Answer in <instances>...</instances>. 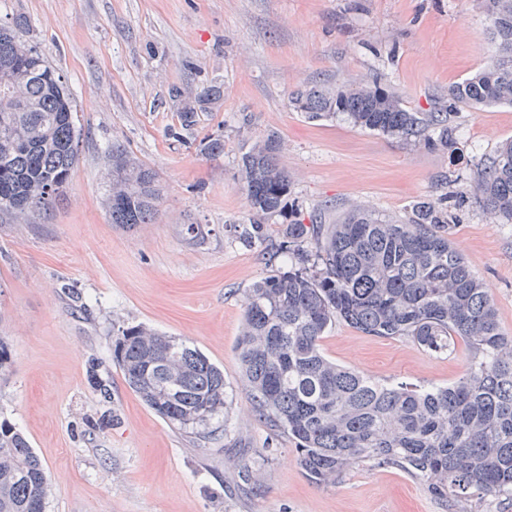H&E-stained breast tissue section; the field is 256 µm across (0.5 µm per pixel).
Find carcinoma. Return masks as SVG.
Wrapping results in <instances>:
<instances>
[{
    "label": "carcinoma",
    "instance_id": "cac0c4a2",
    "mask_svg": "<svg viewBox=\"0 0 512 512\" xmlns=\"http://www.w3.org/2000/svg\"><path fill=\"white\" fill-rule=\"evenodd\" d=\"M496 50L471 77L448 89V106L408 108L379 83L302 86L289 104L308 118L341 113L356 127L457 150L451 112L458 105H512V0H484ZM0 25V119L16 136L0 141V212L26 217L47 209L72 176L79 132L63 76L17 34ZM221 96L201 90L180 114ZM273 134L240 159L249 201L245 230L263 240L264 224L282 212L288 172ZM470 194L494 218L512 222V139L475 165ZM161 188L156 172L112 144L111 223H152ZM450 195L415 202L401 222L352 207L338 224L288 221L280 245L288 270L248 289L237 350L260 416L292 439L298 465L319 485H333L355 464L392 467L421 482L459 512L512 498V336L503 333L490 288L451 240ZM314 242L307 250L303 243ZM338 321L381 338H409L431 352L464 341L465 373L452 385L418 389L380 383L339 366L319 341ZM113 354L128 386L176 429L199 433L224 412V371L188 342L144 326L118 332ZM88 360L90 386L104 402L110 381ZM50 478L23 433L0 421V512L46 508Z\"/></svg>",
    "mask_w": 512,
    "mask_h": 512
}]
</instances>
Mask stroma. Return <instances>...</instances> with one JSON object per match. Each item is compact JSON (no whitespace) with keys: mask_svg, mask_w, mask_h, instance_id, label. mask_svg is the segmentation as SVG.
<instances>
[{"mask_svg":"<svg viewBox=\"0 0 512 512\" xmlns=\"http://www.w3.org/2000/svg\"><path fill=\"white\" fill-rule=\"evenodd\" d=\"M18 19L20 36L65 76L81 130L75 170L50 210L25 221L0 214V337L10 354L0 419L23 431L50 475L45 512H451L394 468L358 464L336 484L313 483L287 434L255 412L237 344L246 291L288 268L278 245L289 216L333 224L357 202L404 217L442 190L468 194L475 164L512 138L508 105L458 107L452 157L288 105L302 84L376 78L413 109L446 100L489 58L483 0H0V23ZM212 85L221 97L182 128L184 105ZM270 134L290 188L264 241L250 243L239 163ZM214 138L224 150L211 155ZM116 143L159 177L153 223L110 221ZM456 215L451 239L512 334V223L472 201ZM190 224L202 238H189ZM139 325L189 341L223 369L226 405L211 437L185 436L125 382L113 344ZM320 348L376 380L425 386L457 380L469 357L460 341L436 355L341 321ZM91 358L112 384L110 402L88 384ZM107 410L111 425L85 429Z\"/></svg>","mask_w":512,"mask_h":512,"instance_id":"obj_1","label":"stroma"}]
</instances>
